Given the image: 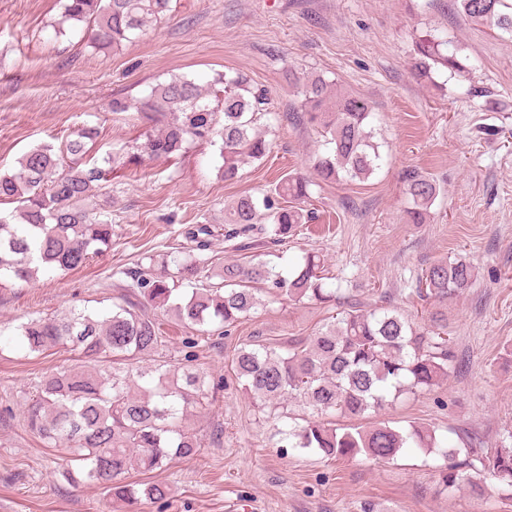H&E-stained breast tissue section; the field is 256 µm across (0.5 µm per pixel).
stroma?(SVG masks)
<instances>
[{"label":"stroma","instance_id":"obj_1","mask_svg":"<svg viewBox=\"0 0 512 512\" xmlns=\"http://www.w3.org/2000/svg\"><path fill=\"white\" fill-rule=\"evenodd\" d=\"M59 14V0H0L1 172L35 146L63 148L84 124L98 130L87 162L131 154L151 126L136 112H110L112 97H141L174 76L204 86L231 70L270 91L274 108L260 129L272 146L232 184L218 173L213 144L127 163L97 190L112 216L111 247L81 269L0 290V512H512V500L492 489L441 492L442 460L423 449L379 463L281 453L273 408L239 388L228 363L250 341L313 335L329 315L322 305L278 300L203 343L194 366L209 380V399L188 419L202 447L151 474L129 472L127 482L170 488L131 510L96 485L73 484L65 449L23 424L34 383L77 364L78 353H30L14 338L31 318L111 308L122 293L109 282L113 271L189 246L187 232L201 224L212 230L209 257L246 262L247 252L224 239L225 210L284 173H311L321 137L293 114L302 83L320 74L370 103L381 167L361 183L313 187V218L273 246L277 263L285 269L320 250L329 277L347 282L359 308H395L422 322L430 306L410 295L417 274L437 259L466 257L475 280L448 304L457 368L367 420H411L453 442L502 447L512 429V40L468 21L454 0H173L167 20L104 52L88 47L81 29L56 36ZM431 29L462 45L461 75L412 76L413 41ZM411 168L441 186L422 224L403 220L400 175Z\"/></svg>","mask_w":512,"mask_h":512}]
</instances>
